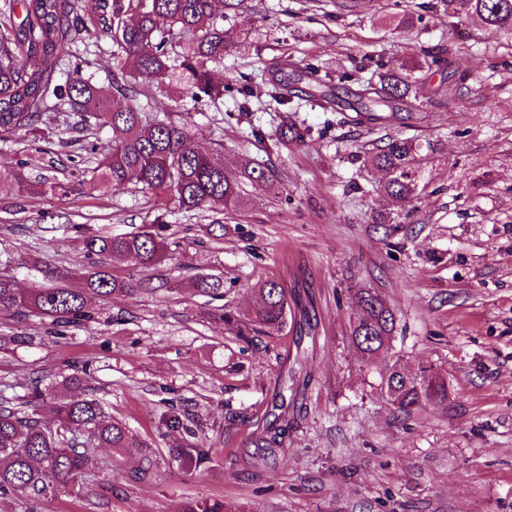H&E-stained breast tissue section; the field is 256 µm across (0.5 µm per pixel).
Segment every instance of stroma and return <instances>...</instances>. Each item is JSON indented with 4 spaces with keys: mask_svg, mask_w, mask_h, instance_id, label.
Here are the masks:
<instances>
[{
    "mask_svg": "<svg viewBox=\"0 0 512 512\" xmlns=\"http://www.w3.org/2000/svg\"><path fill=\"white\" fill-rule=\"evenodd\" d=\"M421 2L245 0L225 10L235 38L211 67L223 102L193 101L179 81L149 89L150 105L193 114L201 148L223 144L225 168L272 170L274 188L245 185L229 213L181 210L134 182L80 183L93 165L63 108L0 137V163L60 186L0 182V275L18 288L45 285L49 269L83 272L94 232L161 222L172 250L148 267L113 260L112 276L138 289L91 298L84 321L0 313V398L46 388L38 412L49 419L60 400L89 394L138 441L97 449L89 480L67 492L0 496V512L203 501L226 512H512V37L449 17L445 0L414 27H389ZM111 51L84 37L65 46L61 69L82 58L106 82ZM428 54L440 63L420 72L412 104L377 120L325 108L375 68L402 72ZM286 116L308 134L285 148L275 136ZM390 135L422 145L409 203L382 191L387 175L367 160ZM213 222L223 236L206 233ZM201 273L223 280L222 299L194 288ZM266 279L299 295L315 342L296 344L289 329L247 344L225 330L223 308L247 313ZM360 288L397 315L393 350L368 364L348 339ZM395 364L431 368L450 400L398 414L380 389ZM280 427L275 456L249 444ZM189 443L207 459L173 456Z\"/></svg>",
    "mask_w": 512,
    "mask_h": 512,
    "instance_id": "stroma-1",
    "label": "stroma"
}]
</instances>
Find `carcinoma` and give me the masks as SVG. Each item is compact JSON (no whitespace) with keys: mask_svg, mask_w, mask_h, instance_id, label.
Masks as SVG:
<instances>
[{"mask_svg":"<svg viewBox=\"0 0 512 512\" xmlns=\"http://www.w3.org/2000/svg\"><path fill=\"white\" fill-rule=\"evenodd\" d=\"M82 0H23L25 16L15 24L11 4L0 12V133L34 129L52 98L77 114L80 123L111 132L104 151L90 145L96 155L92 173L114 187L134 176L141 189L169 192L182 209L233 211L240 203L244 182L272 187L273 174L262 165L242 173L224 168L223 145L203 151L196 143L190 112H160L133 103L139 87L150 86L175 70L187 76L188 94L196 102L217 103L224 84L214 81L208 63L224 59L233 35L224 29L215 0H95L88 11ZM453 12L481 27L512 35V0H448ZM84 35L112 42L113 67L105 84H96L79 68L60 83L56 73L65 45ZM431 67L424 59L405 73H382L368 95L356 100V112L392 110L410 98L416 80L412 73ZM282 143L305 140V131L293 123L279 130ZM420 145L391 138L368 161L389 179L384 191L403 202L418 189L414 166ZM169 244L158 232L125 235H90L85 254L104 263L122 259L149 266L165 258ZM194 287L212 299L224 296L223 281L198 274ZM134 291L133 283L100 270L81 276L77 288H37L23 294L9 278H0V311L30 310L57 323L71 324L86 317V299ZM256 306L245 317L224 309L221 319L231 334L245 343L255 336L279 334L287 325L291 304L276 280L254 288ZM355 318L349 339L363 361L372 362L392 350L396 316L390 304L371 288L354 297ZM381 390L396 411L405 415L428 403L448 401L445 381L422 370L413 376L393 367L381 378ZM136 448L126 428L108 415L100 401L71 398L59 405L54 419L41 420L31 401L0 399V494L57 493L82 477L90 454L97 448Z\"/></svg>","mask_w":512,"mask_h":512,"instance_id":"obj_1","label":"carcinoma"}]
</instances>
